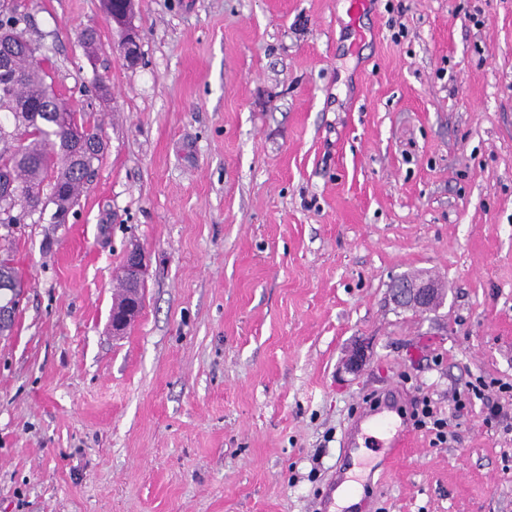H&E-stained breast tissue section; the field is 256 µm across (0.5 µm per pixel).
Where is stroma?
<instances>
[{
    "mask_svg": "<svg viewBox=\"0 0 512 512\" xmlns=\"http://www.w3.org/2000/svg\"><path fill=\"white\" fill-rule=\"evenodd\" d=\"M10 5L104 150L69 223L15 231L0 512H320L370 397L448 440L366 448L364 512H512V0H377L357 47L345 0H133V66L102 0ZM421 272L444 305L398 308ZM126 270L130 275L133 289H139L143 284L144 280L146 279L148 271L145 258L140 252L133 251L130 252L127 256L126 265L123 266L120 277L121 289L118 293V301L115 307L113 308V311L123 307L124 304H126L129 300L131 292L128 289L124 288Z\"/></svg>",
    "mask_w": 512,
    "mask_h": 512,
    "instance_id": "1",
    "label": "stroma"
}]
</instances>
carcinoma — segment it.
Masks as SVG:
<instances>
[{
    "label": "carcinoma",
    "mask_w": 512,
    "mask_h": 512,
    "mask_svg": "<svg viewBox=\"0 0 512 512\" xmlns=\"http://www.w3.org/2000/svg\"><path fill=\"white\" fill-rule=\"evenodd\" d=\"M35 54L17 49L9 68L17 80L8 97L0 96V177L25 190V206L50 202L64 209L73 206L99 160L102 129L81 112L60 115V98L47 92ZM0 240V280H16L10 234Z\"/></svg>",
    "instance_id": "1"
}]
</instances>
